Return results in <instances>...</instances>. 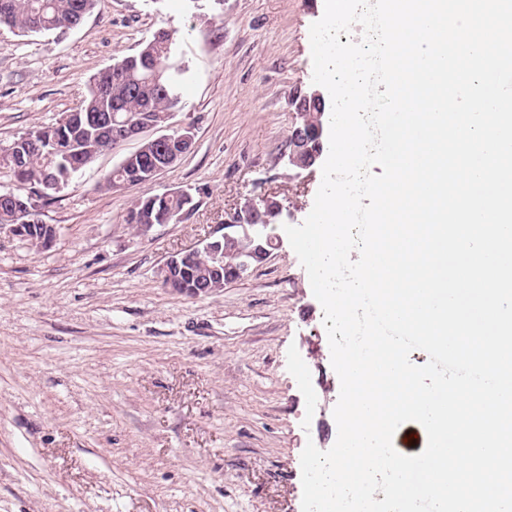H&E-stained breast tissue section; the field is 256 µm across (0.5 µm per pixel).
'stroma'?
<instances>
[{"label": "stroma", "mask_w": 512, "mask_h": 512, "mask_svg": "<svg viewBox=\"0 0 512 512\" xmlns=\"http://www.w3.org/2000/svg\"><path fill=\"white\" fill-rule=\"evenodd\" d=\"M321 16L319 0H100L64 33L0 26V147L59 122L98 71L173 31L187 73L172 123L196 143L151 191H197L183 220L131 229L142 188H102L126 142L45 207L52 248L0 231V512H302L301 453L335 443L340 391L282 231L322 182L321 166L286 165ZM265 197L283 210L263 262L212 294L164 286L168 258Z\"/></svg>", "instance_id": "obj_1"}]
</instances>
